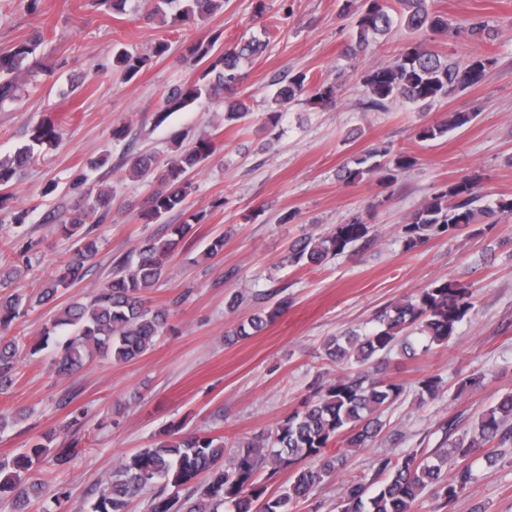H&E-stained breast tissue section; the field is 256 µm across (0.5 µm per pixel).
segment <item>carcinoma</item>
I'll return each instance as SVG.
<instances>
[{"label":"carcinoma","instance_id":"cac0c4a2","mask_svg":"<svg viewBox=\"0 0 512 512\" xmlns=\"http://www.w3.org/2000/svg\"><path fill=\"white\" fill-rule=\"evenodd\" d=\"M229 0H155V5L139 20L146 24L155 18L171 31L188 24L201 26L224 10ZM429 0H343L339 11L353 31L348 49L356 57L369 46V39L388 35L395 22L409 32H430L445 36L465 33L477 42L494 39V30L484 21L455 25L447 17L429 9ZM223 32L212 31L186 45L183 60L190 67L206 64L197 79L175 87L164 96V106L156 115L160 125L173 112H182L204 95L224 99V124L237 125L252 109L240 95L246 78L242 63L262 55L270 40L252 39L222 45ZM46 41L38 28L32 36L0 51V110L15 105L28 87H37L41 71L37 59ZM170 50L164 38L154 41L150 53L126 48L113 53L112 67L126 79L137 77L153 58ZM491 59L482 55L463 60L442 58L411 41L391 62L364 72L361 77L363 111H386L397 101H406L421 112L430 110L448 96L483 83ZM340 85L327 79L297 72L278 82L266 114L265 128L276 129L291 103L303 100L314 107L336 104ZM476 112H451L420 125L415 138L430 141L471 124ZM61 121L47 114L30 130L31 144L0 159V210L9 208L13 186L34 162V146L58 142ZM185 134L174 137L175 154L162 162L154 153L126 157L124 166L135 177L149 183L151 190L138 209L144 223H157L184 210L193 190L189 175L204 165L217 151L211 135L184 143ZM418 159L405 151L395 152L382 142L342 165L337 178L350 186L377 177L383 185L413 169ZM112 188L86 193L63 211L52 213L51 223L73 241L64 268L43 281L30 293L7 292L23 270L18 266L0 268V395H6L18 376L21 349L10 336L18 319L62 292L82 282L99 254V238L94 226L110 215ZM207 217L204 211L191 215L192 221L168 225V233L140 239L130 253L113 261L107 283L92 290L85 301H70L60 307L44 326L41 338L30 347L35 355L55 340L50 356L57 374L67 376L82 370L95 356L116 362H130L150 351L157 339L171 326L173 312L166 304H156L148 296L168 271L180 241ZM512 217V197L487 200L481 177L465 175L443 186L419 209L406 218L400 234L408 250L437 238H455L459 231L475 224L492 228ZM370 227L360 216L337 224L317 237L299 239L288 255L296 266H320L345 253L369 237ZM475 309L472 285L457 279H437L417 294L380 311L374 325L359 333L348 331L330 336L323 343L322 357L329 364L347 371L317 386L314 395L301 408L289 414L265 437L238 443L234 455L224 457V437L183 433L171 426L168 438L120 460L112 472L99 479L90 512H128L129 504L145 491H152L148 512H293L294 504L309 498L319 486L336 478L345 465L338 448H367L382 434L385 413L406 393L404 384L387 373L390 354L416 349L428 352L447 346L457 328ZM288 311L283 298L269 309H259L247 321L227 334L226 342L250 338ZM442 378L428 376L417 381L419 403L433 399ZM444 438L432 452L406 448L381 453L372 466L371 477H352L341 485L336 512H419L424 501L430 512H452L454 505L479 480L476 456L487 465L507 462L506 447L512 446V391L501 394L467 427L460 416H451L442 425ZM54 433L24 452L0 459V499L11 500L14 512H27L30 503L41 498L44 486L27 473L51 453ZM265 471V480L283 471L290 472L288 486L278 495L267 493V486L256 475Z\"/></svg>","mask_w":512,"mask_h":512}]
</instances>
